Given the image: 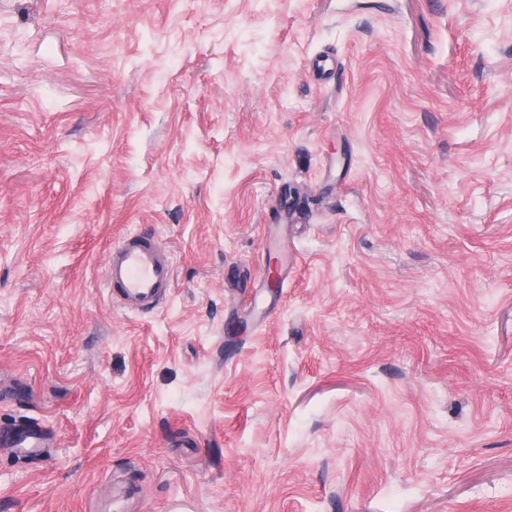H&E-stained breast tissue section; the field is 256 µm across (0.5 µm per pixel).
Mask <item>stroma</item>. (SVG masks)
Listing matches in <instances>:
<instances>
[{
	"label": "stroma",
	"instance_id": "35a3bbf8",
	"mask_svg": "<svg viewBox=\"0 0 512 512\" xmlns=\"http://www.w3.org/2000/svg\"><path fill=\"white\" fill-rule=\"evenodd\" d=\"M2 378L0 512H512V0H0ZM175 276L171 253L155 236L132 232L109 252L105 283L125 313L153 312L166 299ZM43 438L22 432L16 428L0 430V450L17 452L20 448H42Z\"/></svg>",
	"mask_w": 512,
	"mask_h": 512
}]
</instances>
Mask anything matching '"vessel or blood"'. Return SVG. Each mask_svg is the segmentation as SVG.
Segmentation results:
<instances>
[{
  "label": "vessel or blood",
  "mask_w": 512,
  "mask_h": 512,
  "mask_svg": "<svg viewBox=\"0 0 512 512\" xmlns=\"http://www.w3.org/2000/svg\"><path fill=\"white\" fill-rule=\"evenodd\" d=\"M175 276L171 253L156 237L133 232L109 252L105 283L125 313L153 312L164 302ZM41 437L18 429L0 430V448L11 452L42 447Z\"/></svg>",
  "instance_id": "b4317fda"
}]
</instances>
